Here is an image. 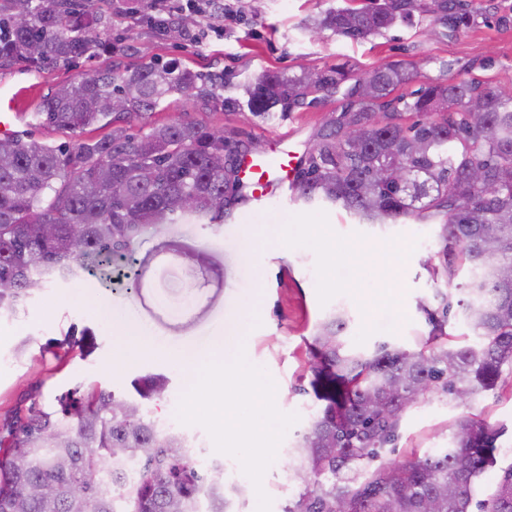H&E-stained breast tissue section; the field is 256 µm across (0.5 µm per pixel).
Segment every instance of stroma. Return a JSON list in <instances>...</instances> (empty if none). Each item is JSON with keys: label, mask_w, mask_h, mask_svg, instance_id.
I'll return each instance as SVG.
<instances>
[{"label": "stroma", "mask_w": 512, "mask_h": 512, "mask_svg": "<svg viewBox=\"0 0 512 512\" xmlns=\"http://www.w3.org/2000/svg\"><path fill=\"white\" fill-rule=\"evenodd\" d=\"M345 0H241V12L221 36L194 43L174 24L157 30L147 24L150 0H106L113 33L121 40L116 52L80 60L74 68L30 69L18 62L0 69V88L22 90V110L14 131L57 145L101 137V130L72 132L36 125L31 113L39 101L59 87L105 67L122 71L149 63L179 61L199 72L224 73V99L202 104L170 97L154 114V124L185 119L234 132L255 155L287 147L305 153L338 115L341 96H322L275 121L254 117L234 106L241 86L264 72L284 75L317 71L343 64L354 75L402 61L415 77L402 93L451 79L480 78L497 86L512 85V0H474L475 24L449 35L436 16L419 14L411 26L352 40L329 30L313 32L311 22ZM289 231L287 247L259 244L253 233ZM419 223L372 226L357 223L340 208L308 206L283 197L268 208L243 214L235 224L179 221L158 224L135 243L140 270L136 292H108V304L91 292L103 289L101 279L81 277L48 284L14 314L0 315V420L31 403L46 408L61 396L86 395L98 387L117 397L137 400L132 382L162 375L168 380L164 398L146 401L151 417L176 413L188 379L169 357L124 362L113 328L117 316L133 315L149 324L165 345L207 359L234 310L258 307V318L241 323L248 361L262 368L280 395L277 408L297 414L288 430L296 438L308 426L317 401L310 382L308 345L317 325L332 310L348 316L342 336L346 350L372 353L381 342L413 346L430 331L426 310L436 309L435 285L424 266L427 249L417 248ZM371 246L372 254L353 265L354 248ZM255 248L253 259L243 257ZM84 333L83 353L59 348L68 331ZM480 414L507 432L498 442V468L486 475L495 480L501 466L512 463V374L503 373L494 390L460 404L435 391L402 418L397 439L379 449L376 465L405 461L413 454L448 443L452 424ZM292 458L279 449L262 485L271 497V512H281L297 488L290 478Z\"/></svg>", "instance_id": "1"}]
</instances>
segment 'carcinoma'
<instances>
[{"instance_id":"obj_1","label":"carcinoma","mask_w":512,"mask_h":512,"mask_svg":"<svg viewBox=\"0 0 512 512\" xmlns=\"http://www.w3.org/2000/svg\"><path fill=\"white\" fill-rule=\"evenodd\" d=\"M15 0L0 3V66L69 67L112 48L99 28L110 18L99 0ZM421 0H362L313 20L316 29L358 40L408 25ZM448 35L472 25L471 0H432ZM403 63L350 79L339 66L268 72L235 100L273 120L312 93L346 101L300 160L292 197L340 207L360 224L412 220L436 229L438 249L426 267L442 283L439 308L427 312L429 339L420 348L388 343L367 354L346 353V312L336 310L315 333L310 363L316 399L307 432L292 454L300 490L283 512H512V463L477 495L497 464L504 427L465 416L448 447L403 463L371 468L377 449L395 441L406 411L442 389L464 400L496 387L512 366V93L472 79L438 82L407 95ZM224 76L174 64L106 70L60 87L32 118L70 131L94 126L99 139L54 146L30 136L0 138V310L16 311L45 285L110 268L130 278L134 241L150 225L189 219L222 224L243 196L237 159L245 145L222 130L175 121L132 133L171 96L212 102ZM479 168L483 181L470 172ZM192 204L183 205V197ZM463 267L468 298L452 301L446 285ZM462 309L476 340L448 346L445 325ZM163 376L143 382L139 396L160 397ZM0 512H193L206 471L187 459L185 439L163 431L141 404L102 389L60 401L33 403L3 422ZM239 485L216 479L208 512H232Z\"/></svg>"}]
</instances>
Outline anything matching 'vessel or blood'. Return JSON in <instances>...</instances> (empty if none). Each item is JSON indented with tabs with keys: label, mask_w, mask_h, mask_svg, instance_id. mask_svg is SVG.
<instances>
[{
	"label": "vessel or blood",
	"mask_w": 512,
	"mask_h": 512,
	"mask_svg": "<svg viewBox=\"0 0 512 512\" xmlns=\"http://www.w3.org/2000/svg\"><path fill=\"white\" fill-rule=\"evenodd\" d=\"M296 168V157L289 151L270 156H244L238 172L245 190L244 207L262 208L292 188Z\"/></svg>",
	"instance_id": "vessel-or-blood-1"
}]
</instances>
